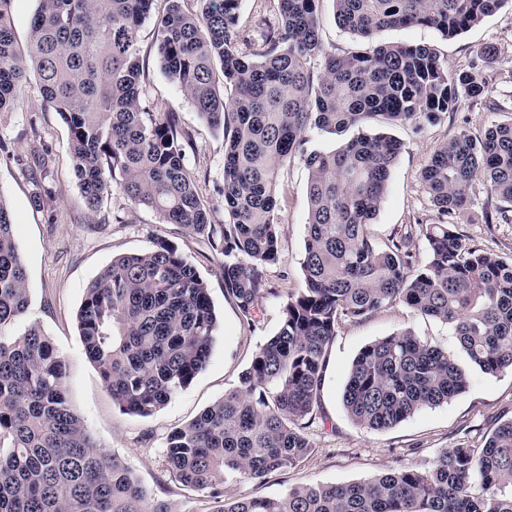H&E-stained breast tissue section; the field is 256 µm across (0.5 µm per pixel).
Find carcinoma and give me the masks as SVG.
Masks as SVG:
<instances>
[{
  "label": "carcinoma",
  "instance_id": "carcinoma-1",
  "mask_svg": "<svg viewBox=\"0 0 512 512\" xmlns=\"http://www.w3.org/2000/svg\"><path fill=\"white\" fill-rule=\"evenodd\" d=\"M512 0H333L338 26L370 42L386 29L423 26L454 37ZM12 0H0V112L25 92L27 65L43 103L69 131L83 204L114 192L166 224L203 237L224 255V292L248 325L267 267L280 260L276 186L300 157L308 170L302 286L288 294L279 331L254 353L239 386L169 433L164 464L184 486L212 499V512H512V419L482 447L443 448L429 469L400 466L347 485L306 484L276 497L224 499V476L256 480L297 466L310 452L343 321L403 303L452 327L470 365L512 373V255L488 251L457 229L476 184L503 202L485 224H512V119L482 138L463 131L422 171L438 213L383 242L370 221L387 192L402 145L365 134L372 124L432 121L460 97L495 112L498 51L450 71L430 44H378L338 54L323 42L320 0H274L275 16L244 21L241 0H164L155 44L160 69L199 116L224 136V214L199 192L188 165L194 136L174 110L154 112L140 64L138 28L155 0H38L29 61L14 49ZM221 72L224 96L216 85ZM360 133L329 150L307 149L318 129ZM0 197V328L28 306L27 274ZM426 258L420 260V243ZM78 326L88 359L112 401L149 417L205 368L219 328L209 288L164 241L121 256L85 290ZM66 364L40 327L0 335V512H177L152 496L120 456L101 450L67 399ZM457 361L409 331L364 346L342 404L354 424L384 431L463 393Z\"/></svg>",
  "mask_w": 512,
  "mask_h": 512
}]
</instances>
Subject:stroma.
<instances>
[{"label":"stroma","instance_id":"1","mask_svg":"<svg viewBox=\"0 0 512 512\" xmlns=\"http://www.w3.org/2000/svg\"><path fill=\"white\" fill-rule=\"evenodd\" d=\"M164 9L156 0L151 17L138 28L140 58L148 73L154 111L180 112L193 136L189 164L201 193L215 207L212 221L224 223L218 190L223 183L224 136L209 128L195 107L160 70L155 23ZM380 43L435 45L449 70L468 69L479 49H499L498 95L512 94V8L504 7L468 31L452 38L427 27L387 29ZM501 113L483 102L460 99L457 111L440 114L433 123L389 126L402 150L391 170L384 201L371 222L376 240L403 233L411 224L436 222L421 172L433 152L459 131L481 135L502 121ZM307 170L293 158L281 172L277 201L281 223V257L267 267L265 291L259 300L255 326H248L234 301L224 294L223 259L206 240L165 224L150 210L131 205L120 194L105 199L97 213L84 206L68 150V131L61 117L46 107L36 72H29L25 93L12 110L0 112V196L13 212V234L26 266L29 303L25 313L0 334L17 336L39 326L66 363L67 397L90 429L100 449L121 456L149 494L172 502L179 512H207L201 493L183 487L163 464L167 435L193 420L239 384L254 352L278 332L288 293L302 283L305 224L308 218ZM40 193L41 209L31 196ZM489 199L476 187L468 212L458 219L459 231L498 254H512V224H483ZM174 244L209 287L220 327L206 368L165 406L148 417L122 413L113 403L96 367L88 360L77 323V312L88 283L114 258L153 249L158 240ZM411 331L449 354L460 349L452 329L422 316L405 304L384 308L367 319L339 325L321 397V417L309 430L312 451L296 468L261 480L226 477L229 499L275 496L299 484H347L406 465L426 469L430 460L458 439L480 441L500 422L512 419V374L492 376L470 368L465 392L449 402L428 408L395 427L374 432L356 426L348 417L342 392L350 366L359 351L387 336Z\"/></svg>","mask_w":512,"mask_h":512}]
</instances>
